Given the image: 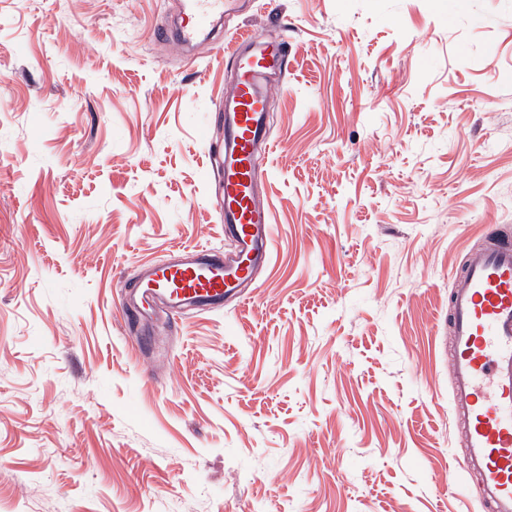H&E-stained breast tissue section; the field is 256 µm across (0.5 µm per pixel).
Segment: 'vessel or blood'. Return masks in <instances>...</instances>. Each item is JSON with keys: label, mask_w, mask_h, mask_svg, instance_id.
<instances>
[{"label": "vessel or blood", "mask_w": 512, "mask_h": 512, "mask_svg": "<svg viewBox=\"0 0 512 512\" xmlns=\"http://www.w3.org/2000/svg\"><path fill=\"white\" fill-rule=\"evenodd\" d=\"M237 0H187L177 45L209 43L231 64L234 79L216 101L224 118L222 211L235 251L178 246L171 261L148 267L138 288L116 305L135 320L220 309L245 302L258 271L271 261L273 214L260 186V160L275 140L265 103L273 77L285 76V35L240 32L210 41L216 20ZM450 398L460 421L461 468L477 473L493 512H512V242L486 238L455 277L448 304Z\"/></svg>", "instance_id": "obj_1"}]
</instances>
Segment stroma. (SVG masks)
<instances>
[{
  "mask_svg": "<svg viewBox=\"0 0 512 512\" xmlns=\"http://www.w3.org/2000/svg\"><path fill=\"white\" fill-rule=\"evenodd\" d=\"M182 4L0 0V512H490L444 322L512 238V0H241L225 39L288 26L273 258L147 335L113 305L142 266L233 248L231 70L158 37Z\"/></svg>",
  "mask_w": 512,
  "mask_h": 512,
  "instance_id": "35a3bbf8",
  "label": "stroma"
}]
</instances>
